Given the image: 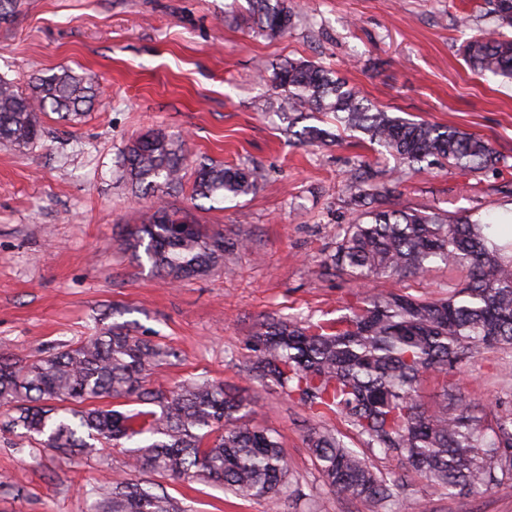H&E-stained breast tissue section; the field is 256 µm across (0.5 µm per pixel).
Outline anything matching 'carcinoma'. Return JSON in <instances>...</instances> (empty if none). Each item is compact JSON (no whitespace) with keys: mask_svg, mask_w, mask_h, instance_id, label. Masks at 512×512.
Segmentation results:
<instances>
[{"mask_svg":"<svg viewBox=\"0 0 512 512\" xmlns=\"http://www.w3.org/2000/svg\"><path fill=\"white\" fill-rule=\"evenodd\" d=\"M248 2L259 33L275 38L292 27L291 0ZM492 4L497 21L512 27V0ZM463 52L471 70L512 79L511 37H473ZM272 85L285 132L300 145L323 141L329 132L295 129L294 113L324 112L409 168L443 159L477 171L499 161L489 140L392 116L321 63L288 60L273 72ZM97 96L93 78L69 69L37 74L27 93L0 78V143L25 149L41 138L44 115L76 121ZM183 161L179 139L153 132L126 148L117 177L137 192L166 194L181 187ZM376 178L368 169L351 175L358 183L352 205L370 209L339 230L322 267L364 284L421 276L440 261L462 273L459 282L440 297L370 293L334 320L270 317L247 340L248 372L309 412L347 422L368 447L399 457L407 478L458 496L486 492L512 479V414L473 416L463 397L448 392V375L482 347L512 348V239H496L495 222L469 215L386 208L389 188ZM256 188L248 167L203 162L192 199L220 203ZM250 244L247 237L210 232L165 204L122 240L125 250L172 281L203 274ZM169 356L117 324L33 359L0 354L6 426L62 461L99 445L133 443L135 472L199 477L278 506L288 476L279 438L251 426L250 404L221 382L189 378L171 388L150 386L152 371ZM121 400L156 409L122 410ZM305 441L334 490L376 503L396 497L400 484L377 474L339 434L312 428ZM94 512L185 509L162 491L122 480L102 488Z\"/></svg>","mask_w":512,"mask_h":512,"instance_id":"obj_1","label":"carcinoma"}]
</instances>
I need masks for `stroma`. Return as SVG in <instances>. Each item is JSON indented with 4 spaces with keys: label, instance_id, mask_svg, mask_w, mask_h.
I'll use <instances>...</instances> for the list:
<instances>
[{
    "label": "stroma",
    "instance_id": "stroma-1",
    "mask_svg": "<svg viewBox=\"0 0 512 512\" xmlns=\"http://www.w3.org/2000/svg\"><path fill=\"white\" fill-rule=\"evenodd\" d=\"M295 2L293 27L276 39L249 27L246 0H21L0 23V77L23 89L38 72L65 66L101 87L81 121L52 114L34 145H0V353L31 358L113 324L169 348L154 384L223 381L252 402L256 425L277 434L289 466L279 512H512V483L474 498L417 481L386 508L336 492L304 436L321 425L355 444L356 433L339 419L313 418L245 369L246 341L265 318L332 319L365 290L435 295L458 277L438 264L363 288L321 268L355 216L351 170L366 163L390 173L398 164L331 115L312 120L330 142H288L268 107L269 78L284 61L322 63L391 115L481 135L504 158L495 170L435 163L403 174L393 204L512 218V81L475 74L462 54L461 27H495L487 0ZM156 130L185 143L183 188L168 205L191 206L205 228L252 241L174 284L120 247L155 198L119 182L117 163L128 144ZM208 160L255 168L256 191L219 209L206 199L191 204L194 168ZM455 390L478 413L512 411V350L481 349ZM4 420L0 512H91L98 486L130 475L125 449L61 462ZM141 479L186 512H269L265 501L202 479Z\"/></svg>",
    "mask_w": 512,
    "mask_h": 512
}]
</instances>
